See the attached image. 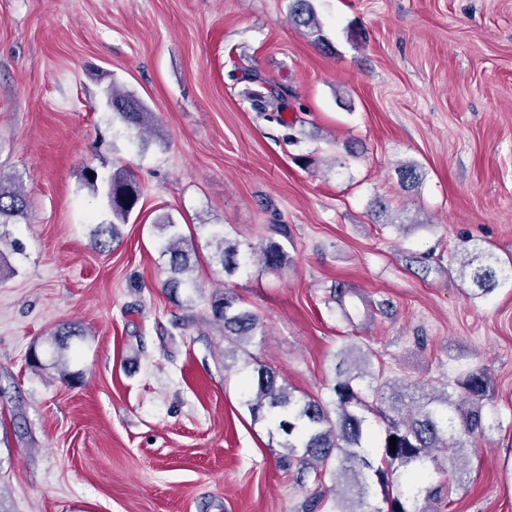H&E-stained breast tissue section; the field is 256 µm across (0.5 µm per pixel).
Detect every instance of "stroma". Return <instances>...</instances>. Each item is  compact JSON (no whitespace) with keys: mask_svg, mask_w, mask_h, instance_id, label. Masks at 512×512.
Returning <instances> with one entry per match:
<instances>
[{"mask_svg":"<svg viewBox=\"0 0 512 512\" xmlns=\"http://www.w3.org/2000/svg\"><path fill=\"white\" fill-rule=\"evenodd\" d=\"M0 0V174L27 215L0 225V494L9 512H337L336 478L284 469L244 404L246 358L329 399L336 355L431 391L488 370L484 437L428 512H512V278L474 296L464 250L512 260V0ZM279 86L293 120L241 92ZM119 86L154 112L141 140L105 105ZM421 180L402 188L398 167ZM143 188L111 253L83 176ZM195 236V289L173 304L155 220ZM241 251L288 227V265L216 263L209 225ZM19 241L22 252L11 250ZM218 289L262 327L225 353ZM186 326L175 327L179 317ZM83 337L70 377L50 336ZM40 366H33L32 356ZM289 17L298 26L310 29L316 33L321 31L320 23L310 0H292L289 6ZM84 332L81 328L71 325H63L51 334V344L53 345L56 354L59 356L57 359L61 368L66 371L68 362L63 358L62 352L70 348V341L75 336H83Z\"/></svg>","mask_w":512,"mask_h":512,"instance_id":"stroma-1","label":"stroma"}]
</instances>
